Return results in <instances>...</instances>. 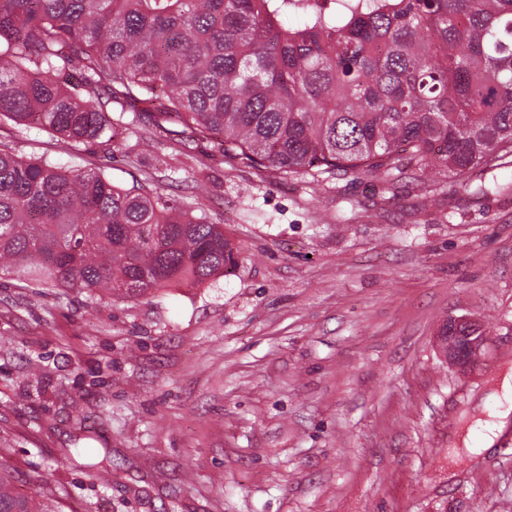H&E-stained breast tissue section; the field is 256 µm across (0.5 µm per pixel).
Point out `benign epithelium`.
<instances>
[{
	"label": "benign epithelium",
	"mask_w": 512,
	"mask_h": 512,
	"mask_svg": "<svg viewBox=\"0 0 512 512\" xmlns=\"http://www.w3.org/2000/svg\"><path fill=\"white\" fill-rule=\"evenodd\" d=\"M480 327L471 316L450 317L439 328L435 342L440 355L462 373L476 369L482 361L485 343L472 332Z\"/></svg>",
	"instance_id": "benign-epithelium-1"
}]
</instances>
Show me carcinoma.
I'll return each mask as SVG.
<instances>
[{
  "mask_svg": "<svg viewBox=\"0 0 512 512\" xmlns=\"http://www.w3.org/2000/svg\"><path fill=\"white\" fill-rule=\"evenodd\" d=\"M286 0H0V121L67 149L122 113L298 174L464 179L512 156V0H350L299 28ZM79 71L72 85L60 76ZM120 106L113 117L112 104ZM224 226L149 181L0 149V278L94 299L200 286L235 266ZM0 512H48L15 496Z\"/></svg>",
  "mask_w": 512,
  "mask_h": 512,
  "instance_id": "carcinoma-1",
  "label": "carcinoma"
}]
</instances>
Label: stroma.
<instances>
[{"mask_svg": "<svg viewBox=\"0 0 512 512\" xmlns=\"http://www.w3.org/2000/svg\"><path fill=\"white\" fill-rule=\"evenodd\" d=\"M29 159L149 180L223 225L196 288L96 301L0 280V455L54 512H512V162L456 177L254 167L142 116ZM488 329L458 374L434 336ZM106 448L111 482L66 457Z\"/></svg>", "mask_w": 512, "mask_h": 512, "instance_id": "stroma-1", "label": "stroma"}]
</instances>
